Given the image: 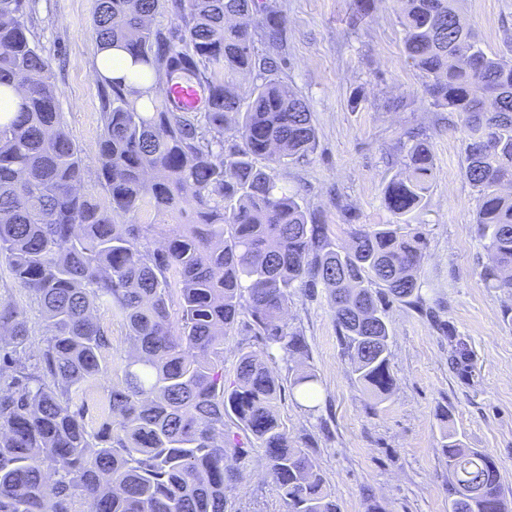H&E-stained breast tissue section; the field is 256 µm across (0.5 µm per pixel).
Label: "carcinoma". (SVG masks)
Returning a JSON list of instances; mask_svg holds the SVG:
<instances>
[{
	"label": "carcinoma",
	"mask_w": 512,
	"mask_h": 512,
	"mask_svg": "<svg viewBox=\"0 0 512 512\" xmlns=\"http://www.w3.org/2000/svg\"><path fill=\"white\" fill-rule=\"evenodd\" d=\"M407 58L427 78L429 105L456 114L464 176L476 192L481 278L512 291V60L487 52L459 0H401ZM24 0H0V88L22 103L0 116V265L42 308L50 335L29 364L30 332L0 301V512H226L225 490L264 466L287 512H340L315 457L293 445L279 414L288 362L308 352L285 321L297 288H332V312L355 380L378 399L394 388L386 304L421 308L427 230L414 224L433 180L428 136L411 141L404 172L383 188L387 224H353L339 248L326 225L278 186L271 170L304 163L316 129L306 100L274 78L244 20L258 18L268 49L285 20L267 0H94L93 35L121 45L166 86L188 81L201 110L165 93L137 108L136 91L102 84L98 161L106 202L82 189L81 150L64 126L47 62L22 21ZM167 12L177 20L154 24ZM253 76L248 96L235 78ZM233 129L236 138L224 139ZM189 218L161 227L148 213ZM178 278L172 319L168 273ZM109 306L132 351L107 392L102 430L90 433L72 391L108 374L107 329L90 315ZM247 322L261 347L239 352L224 383V340ZM291 391L317 398L311 369L288 368ZM251 447H244V443ZM449 512H512L500 463L442 436ZM235 465H226L227 459Z\"/></svg>",
	"instance_id": "cac0c4a2"
}]
</instances>
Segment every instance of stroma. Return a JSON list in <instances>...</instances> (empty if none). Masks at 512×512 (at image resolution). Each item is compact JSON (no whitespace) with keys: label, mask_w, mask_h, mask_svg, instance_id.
<instances>
[{"label":"stroma","mask_w":512,"mask_h":512,"mask_svg":"<svg viewBox=\"0 0 512 512\" xmlns=\"http://www.w3.org/2000/svg\"><path fill=\"white\" fill-rule=\"evenodd\" d=\"M30 40L55 75L61 119L82 151L83 189L97 200V144L103 132L101 82L94 73L98 44L91 29L94 0H26ZM285 30L279 80L309 103L317 144L310 162L273 172L279 186L299 192L319 213L339 246L354 224H385V183L401 168L403 134L426 130L433 142L434 179L428 205L416 217L429 230L421 268L422 294L435 316L398 303L387 308L392 395L369 398L341 351L329 292L297 289L288 304L290 328L308 344L305 363L319 377L320 407L308 412L283 395L288 434L318 460L341 512H448L443 429L489 451L512 493V294L486 287L489 261L475 223V192L462 172L465 136L432 111L424 79L403 51L397 0H374L358 28L349 19L360 0H276ZM487 51L512 45V0H460ZM402 99L399 109L385 98ZM0 300L19 309L33 345L47 334L35 298L0 266ZM471 351L468 369L452 360L449 335ZM227 512H286L265 481L264 467L226 492Z\"/></svg>","instance_id":"stroma-1"}]
</instances>
